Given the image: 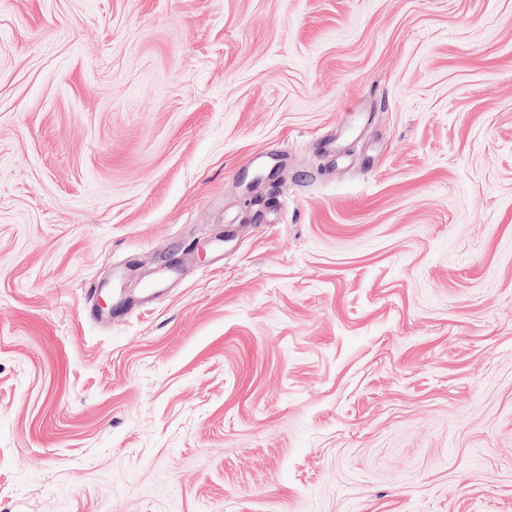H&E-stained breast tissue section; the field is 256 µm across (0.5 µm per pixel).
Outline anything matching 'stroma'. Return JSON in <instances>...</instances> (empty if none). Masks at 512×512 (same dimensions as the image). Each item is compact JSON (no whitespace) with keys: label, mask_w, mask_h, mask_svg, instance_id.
I'll use <instances>...</instances> for the list:
<instances>
[{"label":"stroma","mask_w":512,"mask_h":512,"mask_svg":"<svg viewBox=\"0 0 512 512\" xmlns=\"http://www.w3.org/2000/svg\"><path fill=\"white\" fill-rule=\"evenodd\" d=\"M0 512H512V0H0Z\"/></svg>","instance_id":"1"}]
</instances>
